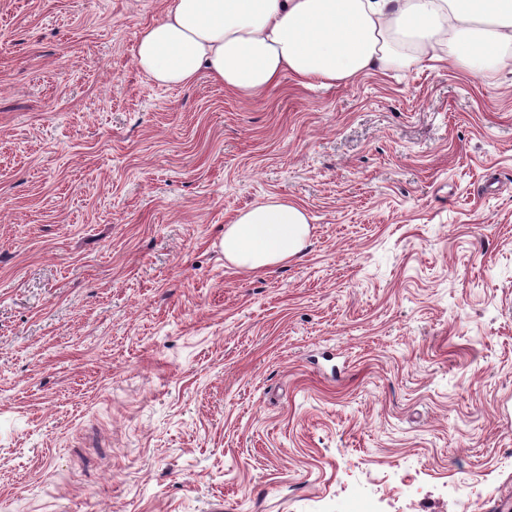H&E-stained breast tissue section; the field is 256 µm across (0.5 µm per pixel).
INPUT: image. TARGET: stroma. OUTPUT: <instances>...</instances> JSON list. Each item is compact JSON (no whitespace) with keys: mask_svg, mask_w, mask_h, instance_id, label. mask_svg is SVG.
Instances as JSON below:
<instances>
[{"mask_svg":"<svg viewBox=\"0 0 512 512\" xmlns=\"http://www.w3.org/2000/svg\"><path fill=\"white\" fill-rule=\"evenodd\" d=\"M163 8L0 0V512H494L512 64L167 87ZM271 196L304 249L230 264ZM303 207L271 197L224 226V257L247 270L266 269L298 254L309 235Z\"/></svg>","mask_w":512,"mask_h":512,"instance_id":"stroma-1","label":"stroma"}]
</instances>
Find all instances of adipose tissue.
<instances>
[{
	"mask_svg": "<svg viewBox=\"0 0 512 512\" xmlns=\"http://www.w3.org/2000/svg\"><path fill=\"white\" fill-rule=\"evenodd\" d=\"M144 27L134 60L162 86L200 70L225 89L259 93L290 75L351 83L399 62L397 42L478 77L512 60V0H166ZM309 235L303 207L269 198L224 227V256L247 270L298 254Z\"/></svg>",
	"mask_w": 512,
	"mask_h": 512,
	"instance_id": "ef3b65f1",
	"label": "adipose tissue"
}]
</instances>
